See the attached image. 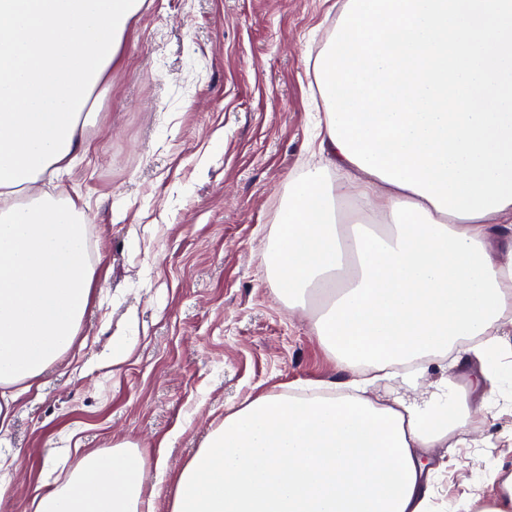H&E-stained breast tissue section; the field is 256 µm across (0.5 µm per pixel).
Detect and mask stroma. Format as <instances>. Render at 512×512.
Here are the masks:
<instances>
[{"instance_id": "stroma-1", "label": "stroma", "mask_w": 512, "mask_h": 512, "mask_svg": "<svg viewBox=\"0 0 512 512\" xmlns=\"http://www.w3.org/2000/svg\"><path fill=\"white\" fill-rule=\"evenodd\" d=\"M342 3L145 0L130 21L83 128L91 152L36 185L86 201L97 279L72 349L12 404L0 512H36L83 452L119 440L139 445L168 512L176 471L230 407L340 380L312 312L274 296L265 250L323 109L305 59ZM119 339L132 352L116 364ZM497 341L491 416L424 455L436 512L512 465V325Z\"/></svg>"}]
</instances>
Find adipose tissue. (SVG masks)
Instances as JSON below:
<instances>
[{"mask_svg": "<svg viewBox=\"0 0 512 512\" xmlns=\"http://www.w3.org/2000/svg\"><path fill=\"white\" fill-rule=\"evenodd\" d=\"M142 0H0V387L29 385L77 338L95 281L78 197H34L46 171L89 152L81 115ZM323 164L294 180L267 246V277L288 307L319 293L318 336L346 374L456 349L483 372L474 389L446 373L425 398L385 404L333 385L313 397L257 396L229 410L178 471L170 512H430L424 452L487 414L486 364L512 323V203L475 219L437 210L351 162L330 135ZM347 172L333 186L330 167ZM371 222L350 225L340 196ZM499 234L503 243L491 248ZM138 444L84 453L37 512H155ZM460 512H512V469Z\"/></svg>", "mask_w": 512, "mask_h": 512, "instance_id": "1", "label": "adipose tissue"}]
</instances>
